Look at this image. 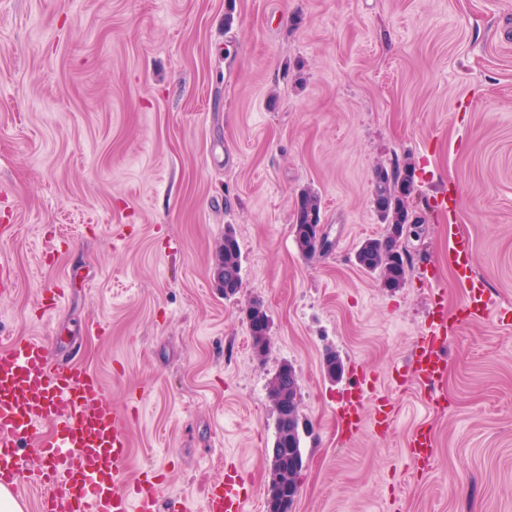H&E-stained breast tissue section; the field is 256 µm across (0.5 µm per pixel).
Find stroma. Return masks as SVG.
I'll use <instances>...</instances> for the list:
<instances>
[{"instance_id": "obj_1", "label": "stroma", "mask_w": 512, "mask_h": 512, "mask_svg": "<svg viewBox=\"0 0 512 512\" xmlns=\"http://www.w3.org/2000/svg\"><path fill=\"white\" fill-rule=\"evenodd\" d=\"M407 158L424 222L391 289L355 254L387 234L376 168ZM305 188L330 242L312 257L293 234ZM441 190L452 216L430 205ZM0 226V341L50 339L101 377L158 512H203L227 462L266 512L285 362L293 512H512V0H0ZM229 230L228 297L212 268ZM438 303L448 368L427 386L409 364ZM365 373L394 421L377 434L366 403L345 441L336 406ZM231 237L229 243L227 238ZM215 265L224 266V288H231L225 295H234L241 285V251L237 239L231 233L224 234V242L219 246ZM247 318L249 322L250 338L252 341V348L259 356H263L269 349V336L263 335L262 325L268 322V315L264 305L261 301H254L248 311ZM284 396L288 398V408L283 407ZM268 397L276 412V436L277 440L288 443L291 438L295 448L300 449V416L298 405V391L296 388L288 387L282 374V366L278 369L268 385ZM302 454V453H301Z\"/></svg>"}]
</instances>
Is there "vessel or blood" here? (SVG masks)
Instances as JSON below:
<instances>
[{
    "label": "vessel or blood",
    "instance_id": "1",
    "mask_svg": "<svg viewBox=\"0 0 512 512\" xmlns=\"http://www.w3.org/2000/svg\"><path fill=\"white\" fill-rule=\"evenodd\" d=\"M444 329L419 336L410 363L413 375L431 383L446 370ZM374 386L360 383L343 397L337 422L355 435L359 409ZM54 428L44 437L42 425ZM128 413L89 368L53 360L42 338L16 339L0 345V485L18 489L22 474L17 443L38 441L42 461L37 477L45 493L40 512H155L156 487L125 479ZM236 466H225L203 504V512H247Z\"/></svg>",
    "mask_w": 512,
    "mask_h": 512
}]
</instances>
